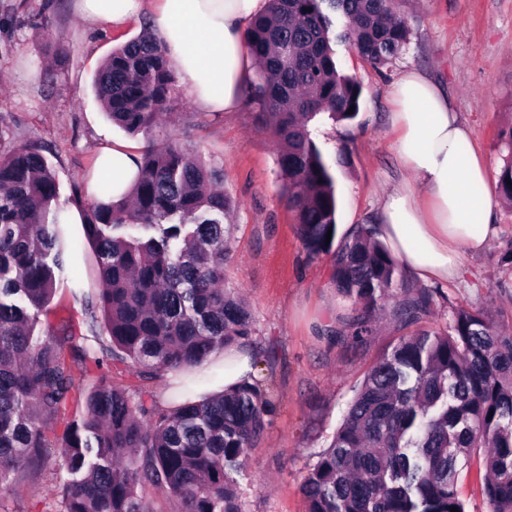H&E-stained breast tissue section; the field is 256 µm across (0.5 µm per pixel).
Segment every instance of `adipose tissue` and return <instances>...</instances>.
I'll return each mask as SVG.
<instances>
[{
	"label": "adipose tissue",
	"mask_w": 512,
	"mask_h": 512,
	"mask_svg": "<svg viewBox=\"0 0 512 512\" xmlns=\"http://www.w3.org/2000/svg\"><path fill=\"white\" fill-rule=\"evenodd\" d=\"M266 7L267 0H81L87 23L115 31L154 9L171 70L209 112L242 108L241 90L254 66L241 33ZM391 97L396 154L416 181L401 183L384 197L377 228L418 280L443 285L458 276L461 254L482 252L497 235L495 192L471 145V130L446 90L408 70L393 83ZM115 156L124 161L118 172L107 164ZM138 159L134 144L103 147L91 179H111L112 198L120 200L134 182ZM476 225L481 233H473Z\"/></svg>",
	"instance_id": "ef3b65f1"
}]
</instances>
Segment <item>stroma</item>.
<instances>
[{
  "mask_svg": "<svg viewBox=\"0 0 512 512\" xmlns=\"http://www.w3.org/2000/svg\"><path fill=\"white\" fill-rule=\"evenodd\" d=\"M410 29L406 52L383 72L354 53L343 67L363 86L362 126L325 123L318 138L328 154L349 153L336 173L342 229L374 223L380 202L406 174L394 149L389 88L405 70L424 72L444 86L490 177L501 161L496 133L512 124V0H404ZM147 21L121 32L83 23L78 0H0V154L23 144L41 146L63 184L86 186L98 149L133 139L112 125L93 78L113 49L148 30ZM172 121L156 140L175 139L188 152L222 168L224 190L239 203L224 266L228 286L239 289L253 320V337L275 359L260 370L275 412L249 451L239 478L243 512H306L300 485L314 453L327 446L354 388L396 338L383 322L367 344L337 341L350 304L330 280L327 255L308 257L291 213L280 197L276 141L252 121L250 108L203 112L194 95L178 87ZM498 234L480 255L465 257L457 278L444 286L450 302L512 313V270L498 254L512 239V206L500 204ZM507 290H500V282ZM57 498L54 480L16 484L0 512H46Z\"/></svg>",
  "mask_w": 512,
  "mask_h": 512,
  "instance_id": "35a3bbf8",
  "label": "stroma"
}]
</instances>
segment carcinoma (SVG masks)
I'll list each match as a JSON object with an SVG mask.
<instances>
[{
    "label": "carcinoma",
    "instance_id": "1",
    "mask_svg": "<svg viewBox=\"0 0 512 512\" xmlns=\"http://www.w3.org/2000/svg\"><path fill=\"white\" fill-rule=\"evenodd\" d=\"M394 2L269 0L245 37L257 72L243 95L276 139L298 237L309 257L332 254L331 281L351 305L336 340L364 344L384 318L402 332L354 390L300 491L306 512H468L458 480L476 462L488 512H512V328L454 305L442 326H428L444 292L415 287L375 225L339 232L336 172L347 153L330 158L316 140L318 125L361 111L363 87L342 52L380 72L408 48ZM93 85L114 124L148 139L121 202H111L110 179L86 206L77 185L62 198L36 145L0 154V501L28 471L56 479L64 469L53 512H154L148 487L172 512H242L236 475L274 412L263 385L199 397V382H182L167 406L105 373L117 362L157 381L253 346L251 314L224 282L225 220L239 203L220 189L219 169L153 138L175 92L158 34L113 50ZM496 139V192L512 205V126ZM70 204L81 239L63 221ZM86 242L88 283L75 263ZM68 281L82 320L42 325ZM78 363L96 369L83 384L72 376Z\"/></svg>",
    "mask_w": 512,
    "mask_h": 512
}]
</instances>
